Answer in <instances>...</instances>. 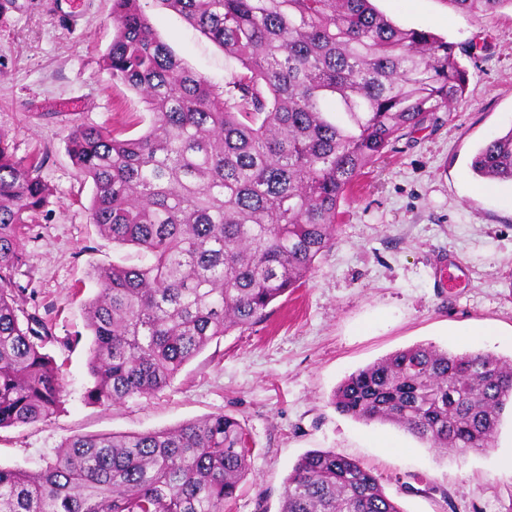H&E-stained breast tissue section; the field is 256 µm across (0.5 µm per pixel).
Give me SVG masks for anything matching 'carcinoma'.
Here are the masks:
<instances>
[{
  "instance_id": "1",
  "label": "carcinoma",
  "mask_w": 512,
  "mask_h": 512,
  "mask_svg": "<svg viewBox=\"0 0 512 512\" xmlns=\"http://www.w3.org/2000/svg\"><path fill=\"white\" fill-rule=\"evenodd\" d=\"M233 56L212 84L159 39L141 0H112L100 67L135 92L147 131L77 124L66 138L92 183L90 222L141 260L94 273L88 399L150 396L217 336L261 320L310 276L362 171L463 98V48L404 29L370 0H158ZM490 19L512 0H445ZM45 158H16L0 132V428L46 422L63 382L52 338L25 320L21 239L53 191ZM473 175L512 182V129L478 149ZM332 405L397 426L439 451H486L512 407V360L430 344L359 369ZM240 422L216 414L132 435L65 440L42 469L0 467V512H224L251 471ZM281 512H403L359 462L313 450L294 464Z\"/></svg>"
}]
</instances>
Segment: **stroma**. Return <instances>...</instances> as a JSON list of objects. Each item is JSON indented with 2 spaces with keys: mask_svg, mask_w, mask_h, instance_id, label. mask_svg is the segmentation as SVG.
Wrapping results in <instances>:
<instances>
[{
  "mask_svg": "<svg viewBox=\"0 0 512 512\" xmlns=\"http://www.w3.org/2000/svg\"><path fill=\"white\" fill-rule=\"evenodd\" d=\"M403 28L466 46L468 85L442 125L396 142L365 169L339 208L330 247L300 288L275 300L261 321L214 339L171 383L114 406L87 400L91 338L84 305L93 272L137 263L90 224V183L66 149L74 124L105 125L120 137L144 133L139 97L100 72L114 35L111 0H18L0 16V131L17 158L45 153L40 172L54 191L47 216L22 240L25 305L52 329L45 346L64 384L49 421L0 429V466L37 471L75 435L129 434L228 414L244 427L252 468L226 512H280L299 456L333 450L378 477L404 512H506L512 471V413L492 448L443 453L390 424L359 421L330 399L349 374L395 351L433 344L453 352L512 358L491 336L461 340L462 326L512 329V185L476 193L470 163L494 135L512 128V9L490 20L449 10L445 0H373ZM158 37L189 69L214 83L240 65L180 16L147 0Z\"/></svg>",
  "mask_w": 512,
  "mask_h": 512,
  "instance_id": "stroma-1",
  "label": "stroma"
}]
</instances>
